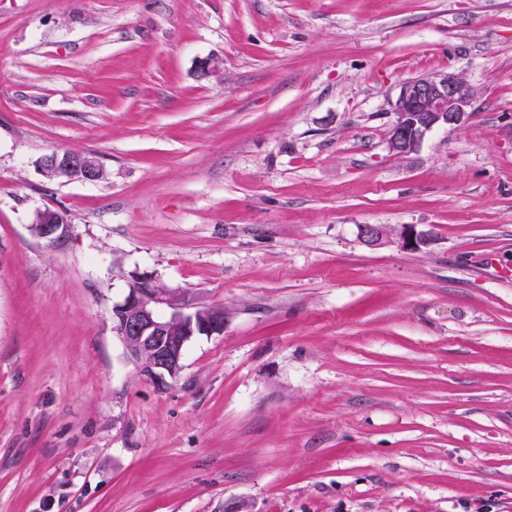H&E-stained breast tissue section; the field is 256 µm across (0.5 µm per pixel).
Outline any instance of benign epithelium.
Returning <instances> with one entry per match:
<instances>
[{
    "label": "benign epithelium",
    "instance_id": "obj_1",
    "mask_svg": "<svg viewBox=\"0 0 512 512\" xmlns=\"http://www.w3.org/2000/svg\"><path fill=\"white\" fill-rule=\"evenodd\" d=\"M476 101V92L462 76L442 72L406 80L393 104L387 132L389 150L400 157L413 153L424 137L460 124ZM42 168L57 179L96 182L103 166L91 154L56 151L42 159ZM69 224L62 213L44 208L34 213L31 234L48 246L64 240ZM362 243L377 247L391 242L380 224H361ZM165 306L169 313L158 314ZM112 331L125 347V357L140 375L162 388L183 368L185 350L197 336L224 333V308L189 304L174 292H160L146 274L132 277L128 294L112 309Z\"/></svg>",
    "mask_w": 512,
    "mask_h": 512
}]
</instances>
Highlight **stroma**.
I'll list each match as a JSON object with an SVG mask.
<instances>
[{"instance_id": "35a3bbf8", "label": "stroma", "mask_w": 512, "mask_h": 512, "mask_svg": "<svg viewBox=\"0 0 512 512\" xmlns=\"http://www.w3.org/2000/svg\"><path fill=\"white\" fill-rule=\"evenodd\" d=\"M446 70L472 114L394 155ZM501 264L512 0H0V512H512ZM142 273L224 309L162 388L112 333ZM475 101L473 86L448 70L406 80L390 113L389 150L400 157L408 156L428 133L460 124ZM42 168L57 179L99 181L104 170L100 161L91 154L72 151H56L42 159ZM68 230L69 224L62 213L50 208L37 210L30 224L31 234L48 246H55L63 241ZM358 236L362 243L370 247L391 243L392 233L380 224H362L358 227Z\"/></svg>"}]
</instances>
